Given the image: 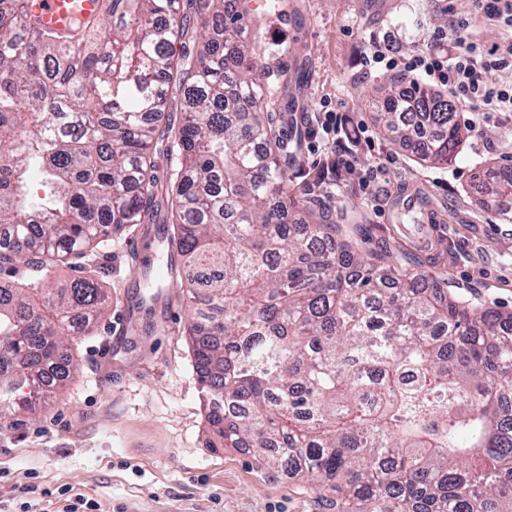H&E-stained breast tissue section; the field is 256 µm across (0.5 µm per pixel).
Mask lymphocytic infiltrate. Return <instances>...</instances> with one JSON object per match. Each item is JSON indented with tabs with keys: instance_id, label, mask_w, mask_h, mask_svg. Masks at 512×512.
<instances>
[{
	"instance_id": "obj_1",
	"label": "lymphocytic infiltrate",
	"mask_w": 512,
	"mask_h": 512,
	"mask_svg": "<svg viewBox=\"0 0 512 512\" xmlns=\"http://www.w3.org/2000/svg\"><path fill=\"white\" fill-rule=\"evenodd\" d=\"M437 45L422 54L409 58L387 57L382 49H375L364 64L375 67L385 64L395 70L398 98L405 111H412L414 92L420 86L448 94L455 99L461 111L470 115L472 128L493 112H512V85L493 80L495 70L512 69V41L486 45L475 39L459 40L454 54L444 53L439 43L444 33H437Z\"/></svg>"
}]
</instances>
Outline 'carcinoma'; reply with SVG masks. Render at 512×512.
<instances>
[{
    "label": "carcinoma",
    "mask_w": 512,
    "mask_h": 512,
    "mask_svg": "<svg viewBox=\"0 0 512 512\" xmlns=\"http://www.w3.org/2000/svg\"><path fill=\"white\" fill-rule=\"evenodd\" d=\"M196 5L202 41L178 55L179 0H105L100 21L66 36L28 23L25 0H0V263L66 266L155 221L161 196L210 447L394 512H512V311L466 307L389 250H362L361 224L346 236L300 215L254 64L272 48L245 36V3ZM382 109L407 147L424 116L423 160L455 156L447 96L421 88L405 112L390 93ZM36 170L46 202L28 195ZM487 194L512 199V166ZM110 305L90 269L0 285V408L63 388L73 331Z\"/></svg>",
    "instance_id": "obj_1"
}]
</instances>
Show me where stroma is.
Returning a JSON list of instances; mask_svg holds the SVG:
<instances>
[{
    "instance_id": "obj_1",
    "label": "stroma",
    "mask_w": 512,
    "mask_h": 512,
    "mask_svg": "<svg viewBox=\"0 0 512 512\" xmlns=\"http://www.w3.org/2000/svg\"><path fill=\"white\" fill-rule=\"evenodd\" d=\"M250 17L274 48L257 63L271 89L264 109L288 147L293 196L330 223L365 225L367 249L390 248L447 280L462 300L512 309V221L481 205L478 191L491 170L512 166V116L491 115L480 130H466L451 161L426 163L383 125L382 93L394 71L363 65L377 46L391 56L426 51L453 18L468 19L485 44L507 31L476 18L470 0H285L282 13L262 5ZM285 71L304 75L290 90L289 112L276 92ZM325 105L344 124L335 141L318 134L313 153L306 131ZM361 126L371 141L353 138ZM330 159L336 175L319 179ZM411 193L422 208L416 216L403 209ZM416 220L434 250L403 235L402 225ZM170 233L159 221L140 224L86 257L100 271L109 313L80 337L78 372L63 390L0 414V512H390L386 499L345 503L272 475L249 455L210 447L185 296L174 274L151 289L143 277L171 251ZM137 236L144 245L132 260L127 249ZM122 312L132 331L110 335Z\"/></svg>"
}]
</instances>
